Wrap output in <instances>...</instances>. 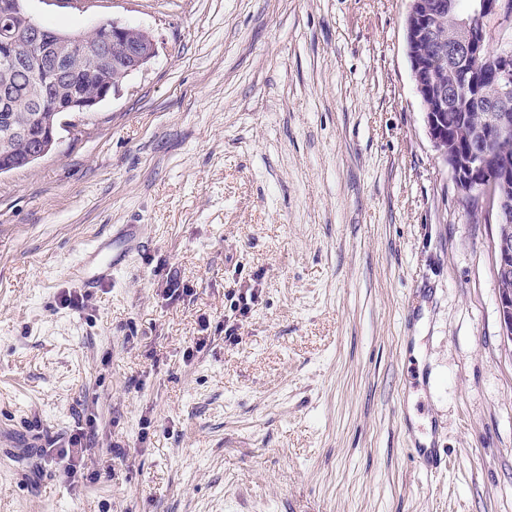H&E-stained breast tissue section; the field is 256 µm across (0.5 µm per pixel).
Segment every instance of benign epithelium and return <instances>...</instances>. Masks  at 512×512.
<instances>
[{
    "instance_id": "1",
    "label": "benign epithelium",
    "mask_w": 512,
    "mask_h": 512,
    "mask_svg": "<svg viewBox=\"0 0 512 512\" xmlns=\"http://www.w3.org/2000/svg\"><path fill=\"white\" fill-rule=\"evenodd\" d=\"M494 15L512 29V9L502 0H473L467 12L457 8V0H408L405 38L429 137L455 180L486 200L488 216L495 220L494 274L503 336L512 343V157L492 154L496 143L512 139V45L491 48L486 19ZM155 54L156 42L143 29L134 35L112 20L88 38L48 31L32 20L24 0H0V109L15 110L9 73L23 62L41 78L32 96V111L64 116L93 112L119 95L122 85L111 83L109 73L118 70L129 77ZM475 60L496 74L494 94L474 81L448 82L434 76L450 69L467 73ZM86 62L99 75L93 91L75 83ZM464 109L484 113L485 120L474 128L469 149L461 153L454 136L464 124ZM55 135V128L44 127V142L33 148L27 162L45 156Z\"/></svg>"
}]
</instances>
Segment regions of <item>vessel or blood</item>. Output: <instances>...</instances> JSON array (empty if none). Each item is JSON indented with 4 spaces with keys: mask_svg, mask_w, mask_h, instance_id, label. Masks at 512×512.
<instances>
[{
    "mask_svg": "<svg viewBox=\"0 0 512 512\" xmlns=\"http://www.w3.org/2000/svg\"><path fill=\"white\" fill-rule=\"evenodd\" d=\"M136 225H122L112 236L100 238L82 251L74 267L75 279L87 289L111 283L113 273L122 265L136 237Z\"/></svg>",
    "mask_w": 512,
    "mask_h": 512,
    "instance_id": "1",
    "label": "vessel or blood"
}]
</instances>
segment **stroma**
<instances>
[{
	"label": "stroma",
	"mask_w": 512,
	"mask_h": 512,
	"mask_svg": "<svg viewBox=\"0 0 512 512\" xmlns=\"http://www.w3.org/2000/svg\"><path fill=\"white\" fill-rule=\"evenodd\" d=\"M27 9L147 30L157 54L0 174V512H512L496 227L428 135L406 0ZM120 224L143 247L64 307ZM171 276L191 295L165 300ZM254 278L225 343L227 294ZM91 417L102 477L75 482L40 438ZM260 288L255 285L248 288H238L231 296L232 315L224 319V341L230 344L237 340L238 330L250 318L252 307L261 293ZM237 295V298L234 297ZM233 318V319H232ZM232 319V322L230 320Z\"/></svg>",
	"instance_id": "obj_1"
}]
</instances>
